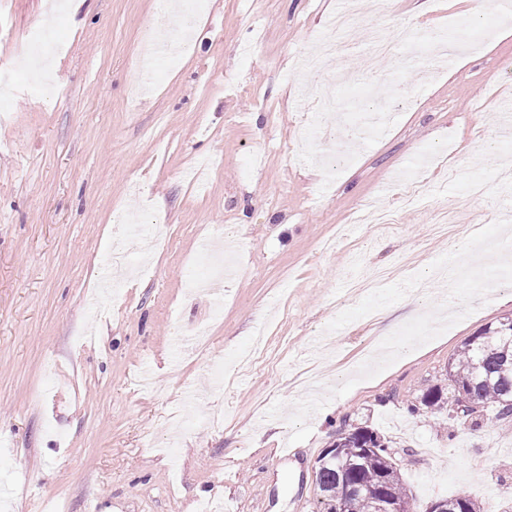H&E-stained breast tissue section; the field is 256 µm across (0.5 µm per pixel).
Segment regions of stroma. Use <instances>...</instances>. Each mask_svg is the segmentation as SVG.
<instances>
[{
    "label": "stroma",
    "instance_id": "1",
    "mask_svg": "<svg viewBox=\"0 0 512 512\" xmlns=\"http://www.w3.org/2000/svg\"><path fill=\"white\" fill-rule=\"evenodd\" d=\"M42 0H0V512H317L318 458L356 424L389 442L419 508L465 494L512 512V418L471 427L410 414L462 344L512 316V286L398 359L308 423L288 418L356 374L372 337L447 294L427 278L394 304L326 333L357 304L365 267L401 257L422 271L448 253L439 216L512 217V0H188L192 50L160 55L152 90L131 94L156 0H83L51 27L54 67L21 65ZM460 43L431 75L372 59L364 37L339 67L307 66L336 11ZM389 113L351 154V137ZM420 190L417 207L399 203ZM367 201L390 215L358 224ZM239 240L215 295L203 241ZM204 339H197L199 328Z\"/></svg>",
    "mask_w": 512,
    "mask_h": 512
}]
</instances>
